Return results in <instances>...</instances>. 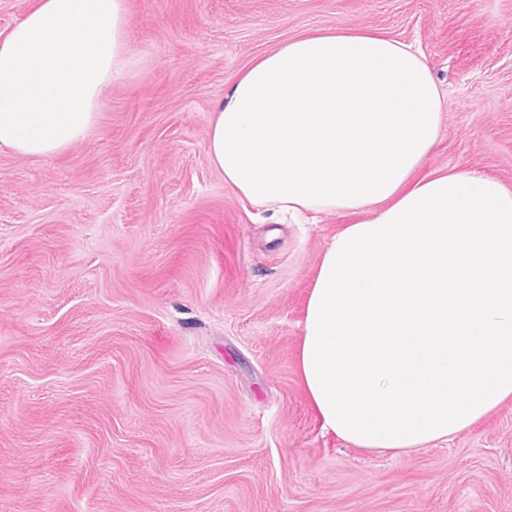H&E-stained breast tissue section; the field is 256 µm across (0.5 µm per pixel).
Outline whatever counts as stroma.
Wrapping results in <instances>:
<instances>
[{
  "label": "stroma",
  "instance_id": "stroma-1",
  "mask_svg": "<svg viewBox=\"0 0 512 512\" xmlns=\"http://www.w3.org/2000/svg\"><path fill=\"white\" fill-rule=\"evenodd\" d=\"M125 75L80 143L0 152V512H512V400L394 456L301 383L324 251L368 213L276 222L210 164L258 57L352 27L419 50L445 103L419 169L512 189V0H127Z\"/></svg>",
  "mask_w": 512,
  "mask_h": 512
}]
</instances>
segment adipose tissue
I'll use <instances>...</instances> for the list:
<instances>
[{"mask_svg": "<svg viewBox=\"0 0 512 512\" xmlns=\"http://www.w3.org/2000/svg\"><path fill=\"white\" fill-rule=\"evenodd\" d=\"M129 24L126 0H37L0 33V151L81 142ZM443 109L412 46L333 28L254 61L210 124L212 167L253 206L371 214L328 244L298 352L322 429L361 448L418 451L512 399V191L416 178Z\"/></svg>", "mask_w": 512, "mask_h": 512, "instance_id": "adipose-tissue-1", "label": "adipose tissue"}]
</instances>
